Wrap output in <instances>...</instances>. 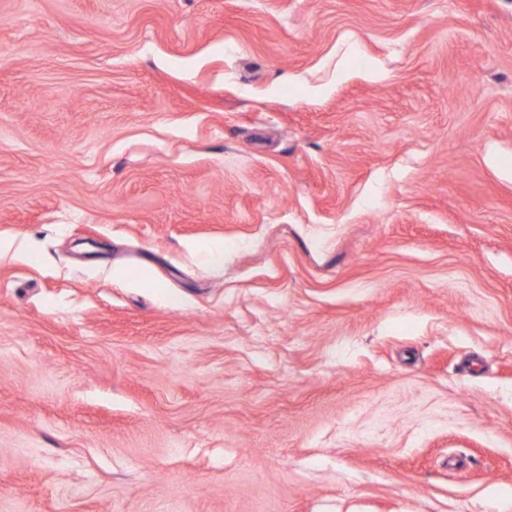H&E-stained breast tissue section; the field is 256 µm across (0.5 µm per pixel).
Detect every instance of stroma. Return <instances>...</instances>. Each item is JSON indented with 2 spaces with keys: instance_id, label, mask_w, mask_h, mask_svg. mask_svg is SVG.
<instances>
[{
  "instance_id": "1",
  "label": "stroma",
  "mask_w": 512,
  "mask_h": 512,
  "mask_svg": "<svg viewBox=\"0 0 512 512\" xmlns=\"http://www.w3.org/2000/svg\"><path fill=\"white\" fill-rule=\"evenodd\" d=\"M0 512H512V0H0Z\"/></svg>"
}]
</instances>
